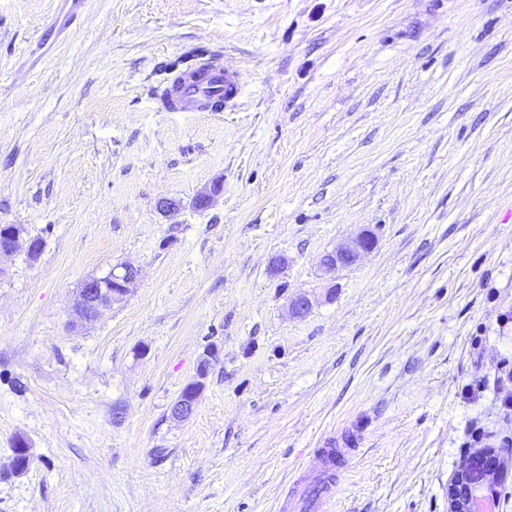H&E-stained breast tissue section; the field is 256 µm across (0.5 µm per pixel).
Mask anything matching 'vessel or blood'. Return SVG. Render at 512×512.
Wrapping results in <instances>:
<instances>
[{
  "label": "vessel or blood",
  "mask_w": 512,
  "mask_h": 512,
  "mask_svg": "<svg viewBox=\"0 0 512 512\" xmlns=\"http://www.w3.org/2000/svg\"><path fill=\"white\" fill-rule=\"evenodd\" d=\"M242 83L236 72L225 68L220 58L213 57L190 70L171 72L159 95L163 112H210L215 97H223L225 106H233ZM361 433H341L324 440L315 449L312 472L293 479L279 504L278 512H327L328 503L336 496V476L354 455Z\"/></svg>",
  "instance_id": "vessel-or-blood-1"
}]
</instances>
